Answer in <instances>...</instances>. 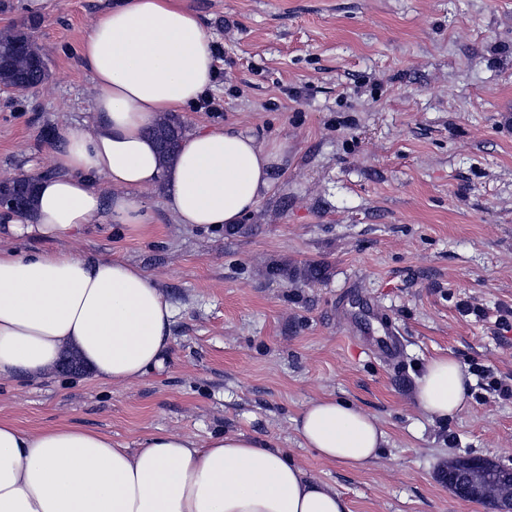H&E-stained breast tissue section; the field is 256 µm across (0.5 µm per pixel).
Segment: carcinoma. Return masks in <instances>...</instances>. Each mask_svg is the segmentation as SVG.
<instances>
[{
	"label": "carcinoma",
	"instance_id": "cac0c4a2",
	"mask_svg": "<svg viewBox=\"0 0 512 512\" xmlns=\"http://www.w3.org/2000/svg\"><path fill=\"white\" fill-rule=\"evenodd\" d=\"M40 24L35 17L25 18L19 25L0 33V84L35 85L44 80L46 63L32 38V30ZM185 125L180 115L169 114L151 129L160 152L172 158L180 148Z\"/></svg>",
	"mask_w": 512,
	"mask_h": 512
}]
</instances>
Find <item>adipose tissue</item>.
I'll use <instances>...</instances> for the list:
<instances>
[{
  "label": "adipose tissue",
  "instance_id": "adipose-tissue-1",
  "mask_svg": "<svg viewBox=\"0 0 512 512\" xmlns=\"http://www.w3.org/2000/svg\"><path fill=\"white\" fill-rule=\"evenodd\" d=\"M80 54L96 87L90 123L62 130L54 174L37 175L25 222L1 223L0 234L60 240L89 224L143 228L153 221L143 193L157 187L179 224L230 227L257 206L277 150L231 127L199 126L166 159L150 133L214 86L212 37L185 0H114ZM174 317L152 279L123 259L0 249V380L40 377L70 351L100 381H139L163 368ZM471 382L455 359L436 357L416 400L431 418H452ZM296 429L333 465L366 467L385 443L377 418L333 397L307 404ZM0 512L351 510L334 486L254 436L157 431L131 448L67 423L30 432L0 418Z\"/></svg>",
  "mask_w": 512,
  "mask_h": 512
}]
</instances>
